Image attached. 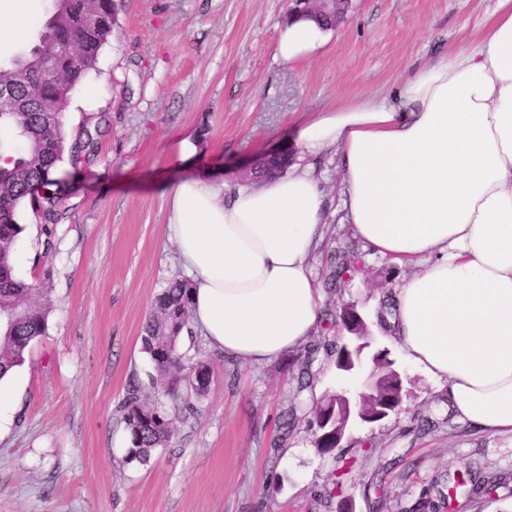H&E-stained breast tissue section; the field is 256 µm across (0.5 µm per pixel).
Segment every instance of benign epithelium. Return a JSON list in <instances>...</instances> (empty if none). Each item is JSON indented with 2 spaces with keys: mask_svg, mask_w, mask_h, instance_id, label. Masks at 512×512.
<instances>
[{
  "mask_svg": "<svg viewBox=\"0 0 512 512\" xmlns=\"http://www.w3.org/2000/svg\"><path fill=\"white\" fill-rule=\"evenodd\" d=\"M292 10L311 17L335 14L345 15L350 0H293ZM367 326L357 319L349 333L354 335V345L346 343L340 348L356 356L345 365L347 375L340 391L336 392V409L332 410L329 423L335 431L336 444H341L345 434L353 427L378 422L397 410L380 404L379 394L385 385L397 392L404 389L405 371L395 368V362L388 359L386 350H377L370 355V363H365L364 352L372 347V341L365 334Z\"/></svg>",
  "mask_w": 512,
  "mask_h": 512,
  "instance_id": "7a95c632",
  "label": "benign epithelium"
}]
</instances>
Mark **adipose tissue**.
<instances>
[{
    "instance_id": "adipose-tissue-1",
    "label": "adipose tissue",
    "mask_w": 512,
    "mask_h": 512,
    "mask_svg": "<svg viewBox=\"0 0 512 512\" xmlns=\"http://www.w3.org/2000/svg\"><path fill=\"white\" fill-rule=\"evenodd\" d=\"M327 40L294 16L276 54L292 63ZM288 141L298 154L287 175L231 196L195 165L197 137L174 145L169 228L207 347L259 365L314 332L324 194L305 157L332 151L354 237L413 268L395 295L394 341L447 382L458 421L512 438V0H498L478 42L407 76L395 101L339 102Z\"/></svg>"
}]
</instances>
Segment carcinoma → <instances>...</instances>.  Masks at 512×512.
Listing matches in <instances>:
<instances>
[{
	"instance_id": "cac0c4a2",
	"label": "carcinoma",
	"mask_w": 512,
	"mask_h": 512,
	"mask_svg": "<svg viewBox=\"0 0 512 512\" xmlns=\"http://www.w3.org/2000/svg\"><path fill=\"white\" fill-rule=\"evenodd\" d=\"M54 10L28 50L0 61V86L9 88L22 102L17 112H0V380L23 365L33 341L46 334L50 305L44 289L17 276L13 257L25 230L19 223L22 207L28 205L41 225L45 258L53 248L54 228L64 218L63 201L68 185L50 179L64 158L72 164H89L95 159L102 120L83 130L82 136L68 141L64 112L72 94L94 71L103 46L112 37L116 24L115 0H53ZM288 168L284 153L259 161L256 178ZM352 250L337 248L326 257L322 288L333 297L352 268ZM191 283L174 278L158 295L141 333L142 352L152 370L145 376L133 374L120 404V423L127 435V463H146L157 448L171 445L177 417L187 420L197 410L180 394L182 382L199 362V349L193 340ZM189 345L182 346L183 339ZM341 357L331 341L307 345L291 363L297 370L296 391L312 386V366L319 353ZM167 399L170 410L156 417L158 404L147 399V392ZM498 486L483 481L470 468L461 472L458 492L467 485Z\"/></svg>"
}]
</instances>
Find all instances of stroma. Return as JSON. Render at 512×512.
Returning a JSON list of instances; mask_svg holds the SVG:
<instances>
[{
	"mask_svg": "<svg viewBox=\"0 0 512 512\" xmlns=\"http://www.w3.org/2000/svg\"><path fill=\"white\" fill-rule=\"evenodd\" d=\"M117 21L96 73L65 112L69 138L104 117L89 165L63 162L66 217L37 266L38 219L26 229L15 269L46 278L52 312L45 336L0 391V512H411L421 497L452 485L458 469L502 478L493 493L464 494L438 512H512V441L455 420L448 391L409 367L397 413L355 433L329 454L316 448L310 415L295 403L296 372L282 357L253 365L201 348L204 394L181 390L199 415L177 422L170 447L147 464L123 460L127 438L117 407L132 373L148 368L141 330L152 304L182 276L167 218L170 147L199 138L197 163L230 185L288 149V127L335 102L392 95L409 73L483 34L497 0H352L322 52L284 64L276 55L289 0H117ZM52 0H0V17L26 11L32 29L0 42V60L31 45ZM327 237L315 255L351 241L341 219L342 172L317 157ZM359 270L322 307L356 305L377 347L394 349L377 313L412 266L356 248Z\"/></svg>",
	"mask_w": 512,
	"mask_h": 512,
	"instance_id": "35a3bbf8",
	"label": "stroma"
}]
</instances>
